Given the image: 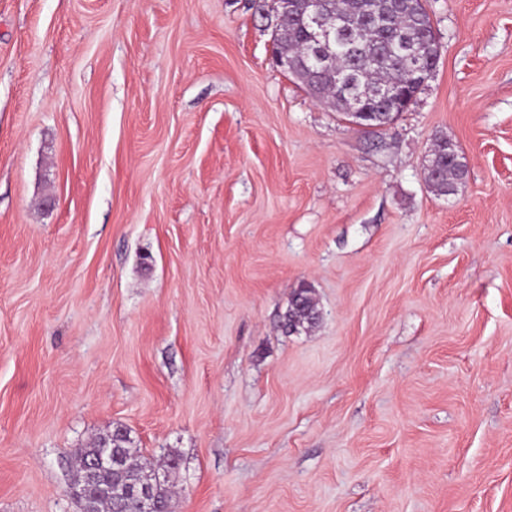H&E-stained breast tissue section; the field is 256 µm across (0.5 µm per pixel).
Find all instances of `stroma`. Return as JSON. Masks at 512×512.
Returning a JSON list of instances; mask_svg holds the SVG:
<instances>
[{"mask_svg":"<svg viewBox=\"0 0 512 512\" xmlns=\"http://www.w3.org/2000/svg\"><path fill=\"white\" fill-rule=\"evenodd\" d=\"M425 7L372 135L253 0H0V512L118 424L174 512H512V0ZM453 155H460L456 143L448 144V142L445 143L440 140L433 151V166L440 172L438 181L435 184L439 192H443L445 188H447V190H452L460 179V173L452 165L451 160L449 159ZM447 157L448 163L447 161L445 163V159L447 160ZM318 320V312L311 297V289L306 285L300 286L292 299L291 307L286 315L284 327L298 328L313 326Z\"/></svg>","mask_w":512,"mask_h":512,"instance_id":"1","label":"stroma"}]
</instances>
